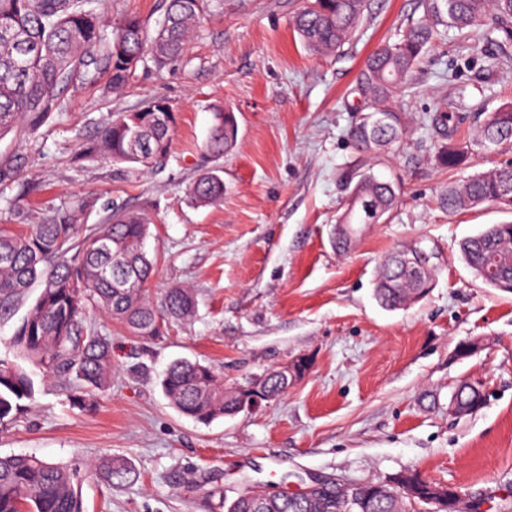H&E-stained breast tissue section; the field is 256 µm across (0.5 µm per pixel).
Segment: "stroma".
Segmentation results:
<instances>
[{"label":"stroma","mask_w":512,"mask_h":512,"mask_svg":"<svg viewBox=\"0 0 512 512\" xmlns=\"http://www.w3.org/2000/svg\"><path fill=\"white\" fill-rule=\"evenodd\" d=\"M112 22L161 19V0H94ZM304 0H213L184 57L141 62L119 90L69 92L62 112L32 137L0 139V225L25 229L67 208L80 228L115 211L147 218L146 249L157 265L148 289L160 300L187 286L196 314L143 341L89 311L112 342V385L94 407L67 400L56 378L16 420L0 425V455L33 454L79 468L85 512H224L225 496L276 483L294 493L315 479L370 483L407 469L456 487L478 512H512V294L484 285L462 262L461 240L512 210L486 204L457 213L440 203L448 187L512 162V145L479 146L457 169L440 167L437 99L466 87L458 114L481 122L476 103H512V44L442 30L397 106L410 129L407 150L373 166L399 187L381 224L362 225L337 251L345 175L369 165L347 132L353 88L365 57L424 14V0H370L358 32L340 51L307 50L292 27ZM166 98L177 114L170 156L128 176L124 165L79 159L108 118ZM234 113L235 146L220 158L201 149L213 108ZM219 168L223 199L196 203L191 186ZM436 253L435 284L397 310L373 295L392 251ZM473 341L471 356L458 346ZM187 358L225 384L255 383L306 358L304 378L282 396L208 424L182 416L159 382ZM462 381L480 387L482 407L453 414ZM125 462L129 482L98 469Z\"/></svg>","instance_id":"35a3bbf8"}]
</instances>
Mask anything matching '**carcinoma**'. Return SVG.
I'll list each match as a JSON object with an SVG mask.
<instances>
[{"label": "carcinoma", "mask_w": 512, "mask_h": 512, "mask_svg": "<svg viewBox=\"0 0 512 512\" xmlns=\"http://www.w3.org/2000/svg\"><path fill=\"white\" fill-rule=\"evenodd\" d=\"M211 0H163L164 19L155 31L136 15L117 25L92 0H0V139L10 133L35 134L61 111L64 93L73 85L95 87L102 77L112 90L132 78L147 55L162 66L184 54L192 29ZM424 16L394 42L385 41L365 59L355 91L362 100L360 118L349 135L371 161L399 148L409 131L396 99L415 86L416 68L438 35V27L474 30L487 27L512 43V0H425ZM368 0H308L297 13L294 30L309 51L330 54L340 49L364 21ZM466 88L440 99L435 111L449 123L463 104ZM176 113L163 99L125 112L105 122L99 135L83 145L81 157L104 158L127 165L135 174L166 158L172 143ZM233 112L216 109L203 149L222 156L236 140ZM451 147L438 152L439 165L455 168L467 157V142L483 147L512 143V106L486 113L475 133L459 135L448 127ZM349 198L338 223L349 225V237L336 238L345 250L356 239L358 225L381 224L395 207L398 187L360 168L349 176ZM192 197L208 204L224 194V181L204 174L190 189ZM450 211L485 203L512 206V165L471 177L450 186L441 198ZM149 224L145 218L113 213L106 222L78 237L68 211L57 212L19 233L0 229V318L9 317L32 288L40 289L11 343L16 357L31 365L0 359V423L14 419L36 394L34 371L44 378L69 381L70 405L85 408L112 383V344L108 337L84 325L85 312L96 308L123 323L129 333L150 341L163 335L165 319L185 320L195 313V300L185 288H171L160 304L147 289L155 261L144 250ZM461 258L473 271L484 270L482 282L497 290H512V224H491L459 243ZM392 253L378 276L374 295L387 309L406 305L418 280L398 266ZM169 402L184 416L209 423L238 410L246 387L226 388L211 366L197 361L172 362L161 380ZM265 391L278 396L288 383L270 372ZM462 407L477 411L482 394L460 383L453 392ZM113 485L128 481L122 461L103 466ZM398 479L415 481L422 503L429 487L421 475L405 470ZM76 470L35 455L0 456V512H83ZM397 489L374 483L352 492L341 486L289 496L243 490L224 498V512H405Z\"/></svg>", "instance_id": "cac0c4a2"}]
</instances>
